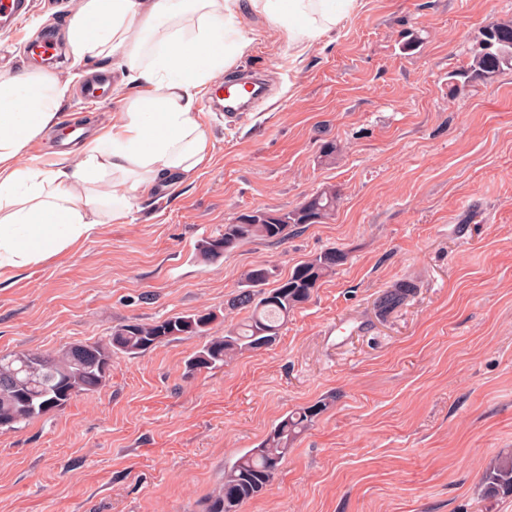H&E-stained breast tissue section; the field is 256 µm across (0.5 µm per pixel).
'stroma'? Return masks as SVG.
<instances>
[{
	"label": "stroma",
	"instance_id": "stroma-1",
	"mask_svg": "<svg viewBox=\"0 0 512 512\" xmlns=\"http://www.w3.org/2000/svg\"><path fill=\"white\" fill-rule=\"evenodd\" d=\"M79 3L38 0L0 29V72L69 81L64 124L99 134L135 93L123 57L73 68L28 51L64 44L60 18ZM492 24L512 25V0H357L305 49L253 20L231 72L263 79L266 98L233 125L205 117L208 159L165 198L1 282L0 353L209 310L220 335L241 318L225 304L254 266L279 280L332 248L346 261L268 348L195 373L201 336L117 353L100 391L0 431V512H200L225 463L329 394L240 512H512V496L483 482L512 448V71L458 92L449 81ZM98 70L118 95L84 104L72 75ZM327 187L340 203L323 223L198 258V241L239 217ZM405 279L414 295L380 316L381 294Z\"/></svg>",
	"mask_w": 512,
	"mask_h": 512
}]
</instances>
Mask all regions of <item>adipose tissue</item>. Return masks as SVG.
Listing matches in <instances>:
<instances>
[{
  "instance_id": "1",
  "label": "adipose tissue",
  "mask_w": 512,
  "mask_h": 512,
  "mask_svg": "<svg viewBox=\"0 0 512 512\" xmlns=\"http://www.w3.org/2000/svg\"><path fill=\"white\" fill-rule=\"evenodd\" d=\"M356 0H81L67 29L75 62L122 53L137 96L75 165L43 167L28 149L57 125L70 84L32 70L0 74V273L43 263L81 244L105 219L127 218L140 199L188 177L208 139L194 110L217 71L250 44L263 18L307 47Z\"/></svg>"
}]
</instances>
